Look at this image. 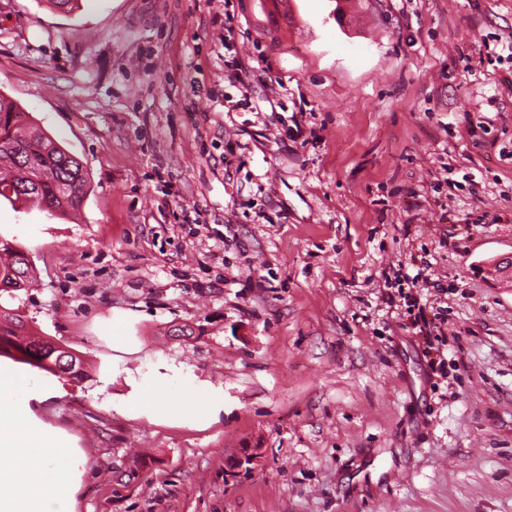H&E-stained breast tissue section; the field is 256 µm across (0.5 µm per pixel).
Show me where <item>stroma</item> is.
I'll return each mask as SVG.
<instances>
[{"label":"stroma","mask_w":512,"mask_h":512,"mask_svg":"<svg viewBox=\"0 0 512 512\" xmlns=\"http://www.w3.org/2000/svg\"><path fill=\"white\" fill-rule=\"evenodd\" d=\"M511 34L512 0H0V96L91 180L74 221L0 201L11 308L90 373L0 357L85 458L75 512H512ZM161 377L219 402L127 411ZM403 299H406L409 303L407 306L408 309L413 307V311L411 309L409 310L411 313L417 309V313L413 314V325L416 329H419V336H424L423 343L425 344V350L426 353L430 355L431 350L435 349L433 341L436 340L438 342L441 336H446L445 331H447L448 328H445V325H448V318L440 312H436L433 314V317L427 318L425 306L427 305L428 299H426L425 303H421V294L411 297L407 293V295H404Z\"/></svg>","instance_id":"stroma-1"}]
</instances>
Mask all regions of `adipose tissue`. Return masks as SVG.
<instances>
[{
    "instance_id": "ef3b65f1",
    "label": "adipose tissue",
    "mask_w": 512,
    "mask_h": 512,
    "mask_svg": "<svg viewBox=\"0 0 512 512\" xmlns=\"http://www.w3.org/2000/svg\"><path fill=\"white\" fill-rule=\"evenodd\" d=\"M28 376L0 372V512H72L84 459L62 435L43 426L28 407ZM140 401L161 420L197 421L214 397L178 393L158 381ZM66 467H59L60 458Z\"/></svg>"
}]
</instances>
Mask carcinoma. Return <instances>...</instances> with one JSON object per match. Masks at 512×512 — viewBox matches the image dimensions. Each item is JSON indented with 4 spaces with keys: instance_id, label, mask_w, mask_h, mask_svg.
I'll use <instances>...</instances> for the list:
<instances>
[{
    "instance_id": "obj_1",
    "label": "carcinoma",
    "mask_w": 512,
    "mask_h": 512,
    "mask_svg": "<svg viewBox=\"0 0 512 512\" xmlns=\"http://www.w3.org/2000/svg\"><path fill=\"white\" fill-rule=\"evenodd\" d=\"M89 190L81 162L50 137L38 131L28 113L0 97V200L11 204L33 201L50 212L65 215L83 206ZM35 268L23 247L0 239V298H16L29 288ZM0 356L48 372L80 380L83 361L64 348L54 350L31 334L16 310L0 304Z\"/></svg>"
}]
</instances>
